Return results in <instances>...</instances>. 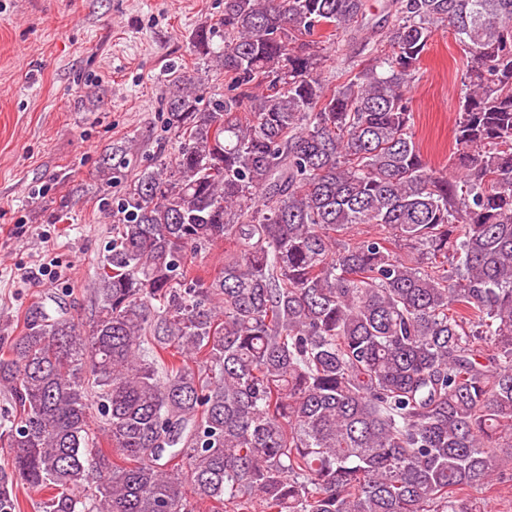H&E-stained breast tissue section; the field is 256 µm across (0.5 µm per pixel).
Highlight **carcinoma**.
Instances as JSON below:
<instances>
[{
	"label": "carcinoma",
	"instance_id": "1",
	"mask_svg": "<svg viewBox=\"0 0 512 512\" xmlns=\"http://www.w3.org/2000/svg\"><path fill=\"white\" fill-rule=\"evenodd\" d=\"M388 14L375 39L366 0H224L197 31L229 94L172 80L177 148L112 209L93 317L0 338V512H483L512 466V0ZM440 27L472 59L451 173L407 97ZM349 28L371 49L330 89ZM335 33L333 39L323 46L326 48L323 51L326 60L322 69V77L330 87H334L336 83L342 81L340 76L347 67L350 56L354 57L352 60H361L366 56V51L361 53L364 43L360 36H356L350 30Z\"/></svg>",
	"mask_w": 512,
	"mask_h": 512
}]
</instances>
